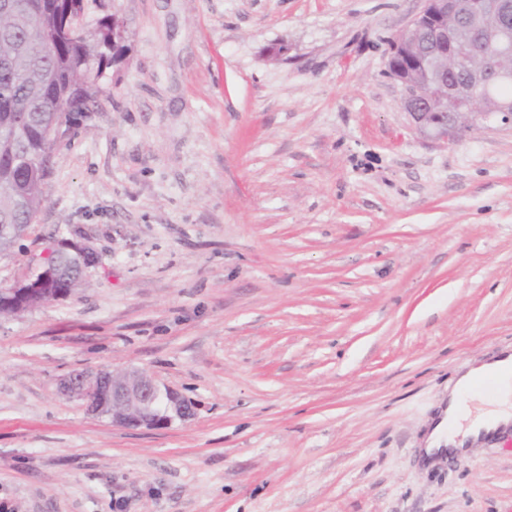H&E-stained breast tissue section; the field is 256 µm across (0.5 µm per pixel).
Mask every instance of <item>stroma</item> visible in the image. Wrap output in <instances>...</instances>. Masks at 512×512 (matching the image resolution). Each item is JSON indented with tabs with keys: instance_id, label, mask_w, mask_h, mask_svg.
Listing matches in <instances>:
<instances>
[{
	"instance_id": "35a3bbf8",
	"label": "stroma",
	"mask_w": 512,
	"mask_h": 512,
	"mask_svg": "<svg viewBox=\"0 0 512 512\" xmlns=\"http://www.w3.org/2000/svg\"><path fill=\"white\" fill-rule=\"evenodd\" d=\"M423 0H90L127 50L54 150L0 287V512H512V432L425 465L458 373L512 348V128L421 134L388 74ZM134 367L125 428L59 390ZM54 249H57L55 256L75 258L74 266H71V269H82V264L85 263L86 260L95 261L96 259L95 250L88 244L79 241L61 239ZM33 275L29 276L24 281H19L15 286L10 290L2 289V300L4 301H19L23 308L20 310L24 311L27 309H31L52 301L49 293L44 288H37L34 286L36 281L32 280ZM26 282H30V284H26ZM18 288H24L21 292H18ZM60 388L65 395L82 400L88 411L110 416L113 423L127 428L160 427L175 417L192 415V406L175 390L138 371H83L62 379ZM103 393L105 400L98 404L97 397Z\"/></svg>"
}]
</instances>
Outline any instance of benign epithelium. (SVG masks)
<instances>
[{"mask_svg": "<svg viewBox=\"0 0 512 512\" xmlns=\"http://www.w3.org/2000/svg\"><path fill=\"white\" fill-rule=\"evenodd\" d=\"M459 10V0H424L423 8L411 23L408 32L421 28L430 29L439 47L432 55L415 49L413 54L423 62H435L439 72L448 73V57L457 60L472 56V48L461 31H448V18ZM497 14L498 36L502 39L512 34V0H467L466 18L469 24L479 23L489 13ZM512 54V47L487 60L478 70L470 71L471 79L480 85H491L497 80L512 76V70L500 64L499 59ZM402 104L416 128L435 140H448V123L457 111L463 109L471 117V129L478 130L494 120L504 127H512V108L499 107L490 112L487 100L473 97L443 80L440 83L439 111L431 108L430 96L408 82L400 81ZM56 255L74 258V267L82 268L87 260H95V250L86 243L62 239L56 244ZM4 301L16 300L23 309H31L51 301L47 290L32 284V278L20 281L0 297ZM62 392L83 401L88 411L112 417V422L127 428H154L171 424L174 418L185 419L192 415V406L175 390L156 382L138 371L114 373L108 370L83 371L61 380Z\"/></svg>", "mask_w": 512, "mask_h": 512, "instance_id": "benign-epithelium-1", "label": "benign epithelium"}]
</instances>
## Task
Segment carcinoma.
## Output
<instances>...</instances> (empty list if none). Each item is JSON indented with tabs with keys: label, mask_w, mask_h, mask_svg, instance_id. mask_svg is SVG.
I'll return each mask as SVG.
<instances>
[{
	"label": "carcinoma",
	"mask_w": 512,
	"mask_h": 512,
	"mask_svg": "<svg viewBox=\"0 0 512 512\" xmlns=\"http://www.w3.org/2000/svg\"><path fill=\"white\" fill-rule=\"evenodd\" d=\"M9 4L0 13V225L16 229L0 236V254L15 248L47 201L52 151L45 147L44 134L60 133L69 113L87 110L88 88L123 50L110 16L80 36L64 33L68 15L85 12V0ZM493 26L491 21L488 30L472 34L477 53L469 68L485 63ZM473 93L512 103V80L491 89L475 86ZM83 285L79 276L56 280L49 288L67 296Z\"/></svg>",
	"instance_id": "carcinoma-1"
}]
</instances>
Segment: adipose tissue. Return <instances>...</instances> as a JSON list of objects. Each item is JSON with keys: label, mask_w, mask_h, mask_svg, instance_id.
<instances>
[{"label": "adipose tissue", "mask_w": 512, "mask_h": 512, "mask_svg": "<svg viewBox=\"0 0 512 512\" xmlns=\"http://www.w3.org/2000/svg\"><path fill=\"white\" fill-rule=\"evenodd\" d=\"M490 377L496 391L492 399H478L471 386L476 379ZM512 423V364L499 359L469 369L455 381L448 406L426 441L425 454L446 451L463 453L467 443L482 438L484 431Z\"/></svg>", "instance_id": "obj_1"}]
</instances>
